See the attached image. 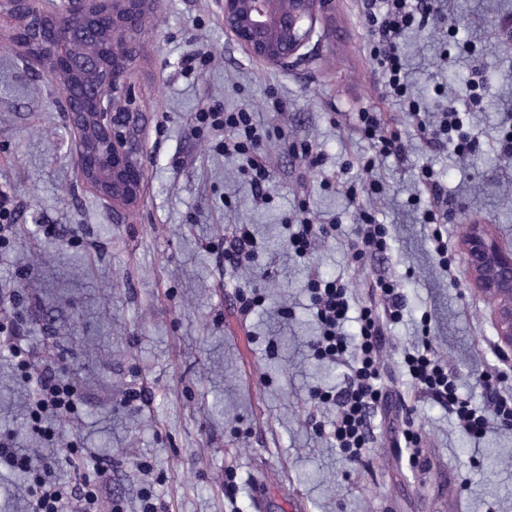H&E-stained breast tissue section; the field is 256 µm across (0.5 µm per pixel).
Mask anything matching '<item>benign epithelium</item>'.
Listing matches in <instances>:
<instances>
[{
  "mask_svg": "<svg viewBox=\"0 0 512 512\" xmlns=\"http://www.w3.org/2000/svg\"><path fill=\"white\" fill-rule=\"evenodd\" d=\"M158 0H0V44L26 52L24 35L59 25L76 55L29 56L63 90L83 184L112 214L132 224L145 197L146 113L130 75ZM333 0H220L224 30L253 58L285 67L301 56ZM111 46L102 61L100 47ZM467 278L491 303L498 349L512 351V250L492 226L469 225L461 240Z\"/></svg>",
  "mask_w": 512,
  "mask_h": 512,
  "instance_id": "obj_1",
  "label": "benign epithelium"
}]
</instances>
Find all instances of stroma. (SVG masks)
I'll use <instances>...</instances> for the list:
<instances>
[{"mask_svg":"<svg viewBox=\"0 0 512 512\" xmlns=\"http://www.w3.org/2000/svg\"><path fill=\"white\" fill-rule=\"evenodd\" d=\"M448 10L400 42L414 94L432 113L455 103L475 150L429 146L405 106L385 93L368 53V0H335L305 55L288 69L252 59L224 30L218 0H160L146 19L132 80L148 122L146 196L136 223L114 220L80 181L62 92L45 74L0 48V189L12 192L14 230L0 244V317L20 325L21 346L77 390L74 414L47 418L54 442L32 432L30 391L9 350L0 348V433L18 448L53 457L77 442L80 457L59 461L70 485L99 475L104 503L142 512L151 490L168 512H512V428L468 438L446 408L407 379L405 349L429 339L457 378L461 396L482 407L484 374L497 358L488 303L439 267L414 199L431 168L448 203V246L458 251L471 221L491 224L512 248V156L500 138L512 123V0H447ZM206 56L186 72L185 58ZM482 71L471 106L469 76ZM276 90L283 112L266 108ZM214 104L250 109L270 137L262 148L271 196L256 199L224 131L197 124ZM379 112L400 129L403 157L365 171L371 144L356 114ZM304 139L320 154L308 166L288 150ZM378 180L363 197L390 233V252L365 265L348 256L357 207L349 184ZM308 217L336 232L307 259L289 254L288 223ZM239 224L259 243L250 266L224 263ZM340 279L353 309L375 297L374 282L397 281L403 320L387 327L382 384L390 406L374 419L364 461L348 466L315 424L333 408L314 398L340 386L342 364L318 360L306 290L310 278ZM260 293L248 315L239 294ZM145 401L125 404L129 391ZM422 437L420 463L396 447L405 426ZM267 502L255 510V482Z\"/></svg>","mask_w":512,"mask_h":512,"instance_id":"obj_1","label":"stroma"}]
</instances>
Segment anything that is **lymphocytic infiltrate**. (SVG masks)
Returning a JSON list of instances; mask_svg holds the SVG:
<instances>
[{"label":"lymphocytic infiltrate","instance_id":"1","mask_svg":"<svg viewBox=\"0 0 512 512\" xmlns=\"http://www.w3.org/2000/svg\"><path fill=\"white\" fill-rule=\"evenodd\" d=\"M436 9V0H372L373 39L369 53L383 74L387 96L406 101L429 144L441 146L452 141L456 144V152L465 156L471 152L472 144L462 131L463 119L456 107H448L436 120L430 121L421 115L419 104L408 97V76L399 41L408 30L426 27ZM197 120L204 125L223 128L225 153L242 159L241 171L248 178L256 198L269 199L271 171L259 152L264 132L256 124L253 113L242 109L227 112L223 107L215 106L200 112ZM357 124L362 137L375 148L374 156L364 163L365 170L374 169L377 157L402 153L400 132L382 121L378 112L358 113ZM423 185L429 200L421 209V219L432 227L433 253L439 266L445 269L449 261L448 235L440 221L442 189L430 170L423 173ZM388 248L387 226L380 224L373 210L360 207L351 246L352 261L363 262L369 256L387 252ZM376 288L384 301L383 308L363 307L358 332L349 336L344 332L351 308L348 286L339 280L322 278H313L307 283L319 326V334L311 344L315 356L330 363L348 356L354 362L352 374L340 389L315 394L320 403L335 407L336 419L330 437L346 460L354 465L362 463L363 450L371 442L373 413L386 402V392L381 384L384 326L399 322L405 309V299L397 283L380 280ZM17 337V328L7 329L0 337V344L17 356L22 377L34 386L30 398V425L48 440L52 434L42 427L44 417L74 413L76 390L60 381L49 366L23 354L16 343ZM404 366L418 392L454 413L462 429L472 438L483 437L494 421L512 426V394L500 387L502 373L485 375L483 386L489 406L480 410L461 397L456 377L449 372L430 342H423L421 347L406 353ZM2 463L25 473L36 498L35 512H99L98 480L86 479L79 485L67 486L60 482L47 461L34 459L15 448L8 438H0Z\"/></svg>","mask_w":512,"mask_h":512}]
</instances>
